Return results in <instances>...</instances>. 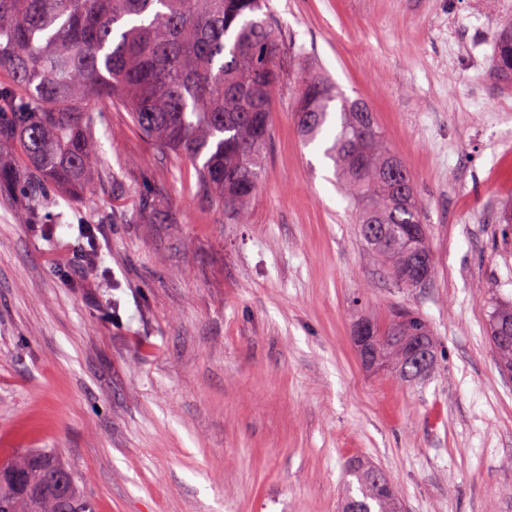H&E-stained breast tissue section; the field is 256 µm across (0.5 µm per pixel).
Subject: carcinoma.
<instances>
[{
	"mask_svg": "<svg viewBox=\"0 0 512 512\" xmlns=\"http://www.w3.org/2000/svg\"><path fill=\"white\" fill-rule=\"evenodd\" d=\"M284 41L267 0H0V186L25 188L27 224L47 223L40 190L76 200L97 193L101 163L97 112L125 107L132 124L194 169L197 191L237 224L264 170L272 137L271 105L284 76ZM496 71L512 74V20L496 36ZM294 113L306 143L330 142L336 184L356 205L354 222L376 259L403 288H416L419 261L403 229L420 225L424 264L436 262L415 178L396 182V154L361 98L343 96L330 79L300 76ZM381 364L407 382L426 374L412 344L434 336L419 315L402 311L370 321ZM489 342L504 376L512 375V301L494 299ZM377 469L350 464L342 512H399L395 489ZM97 512L72 467L52 448H30L0 462V512Z\"/></svg>",
	"mask_w": 512,
	"mask_h": 512,
	"instance_id": "carcinoma-1",
	"label": "carcinoma"
}]
</instances>
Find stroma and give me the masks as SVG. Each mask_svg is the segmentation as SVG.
<instances>
[{
    "instance_id": "1",
    "label": "stroma",
    "mask_w": 512,
    "mask_h": 512,
    "mask_svg": "<svg viewBox=\"0 0 512 512\" xmlns=\"http://www.w3.org/2000/svg\"><path fill=\"white\" fill-rule=\"evenodd\" d=\"M293 66L250 221L199 195L187 163L122 108L96 127L93 197L47 193V224L0 194V460L54 448L98 512H338L355 460L402 512H512V381L487 335L512 298V0H270ZM367 100L425 205L436 272L398 286L319 144L292 121L298 73ZM173 213L155 221L154 210ZM94 229L99 288L56 265ZM432 330L424 380L365 368L358 319ZM496 71L504 77L512 74V18L500 26L496 36Z\"/></svg>"
}]
</instances>
